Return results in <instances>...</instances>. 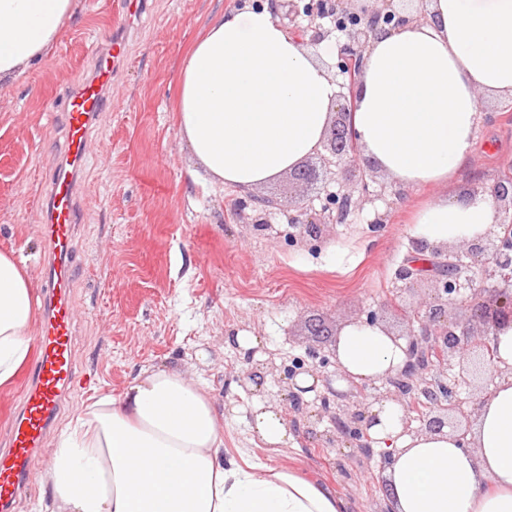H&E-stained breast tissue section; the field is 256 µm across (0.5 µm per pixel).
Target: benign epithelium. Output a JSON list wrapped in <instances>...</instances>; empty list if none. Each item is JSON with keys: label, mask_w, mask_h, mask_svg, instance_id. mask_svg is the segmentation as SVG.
<instances>
[{"label": "benign epithelium", "mask_w": 512, "mask_h": 512, "mask_svg": "<svg viewBox=\"0 0 512 512\" xmlns=\"http://www.w3.org/2000/svg\"><path fill=\"white\" fill-rule=\"evenodd\" d=\"M303 12L309 23L294 26L302 42L317 44L333 31L344 33L349 39L337 63L339 72L347 78V83L343 84L346 91L337 94V119L322 141L326 151L321 156L323 166L346 164L363 173L370 162L360 155L351 123V113L355 108L354 90L361 73L363 53L380 24L395 27L409 21V18L376 7L357 13L344 6L343 0H309ZM325 18L330 19L329 29L319 23ZM488 191L496 206L506 202L512 210V174L498 179ZM316 199L320 201L318 210L306 202L301 204V210L309 213V218L300 225V229L312 239L318 238L322 220L342 224L353 211L360 209L363 202L362 198L355 197L354 191L338 181L333 187L324 184L322 194ZM498 227L500 231L463 245L464 251L460 253H434L436 258H445L435 284L439 292L437 301L433 305L416 302L406 311L409 325L406 364L398 373L384 379L386 390L376 396L378 400L389 397L396 400L402 407L406 425L412 412V399L421 393L429 398L428 410L418 417L422 429L440 432L448 426V418L460 411L456 387L467 382L472 364L476 363V350L488 348L493 330L512 318L511 311L497 305V300L512 290V222L502 219ZM465 257L481 259L479 278L462 280L461 263ZM450 307L461 308L468 315L450 317ZM424 348L436 352V356L422 357ZM476 364L483 373L498 371L496 362L484 354ZM431 371L447 377L448 383H441L435 389L430 387L427 374ZM296 376L295 367L286 373L289 400L293 407L298 408L304 404L302 394L313 391L314 387H296ZM333 419L337 433L355 437L363 434L359 424L366 420L364 411L359 409L348 419L336 413Z\"/></svg>", "instance_id": "7a95c632"}]
</instances>
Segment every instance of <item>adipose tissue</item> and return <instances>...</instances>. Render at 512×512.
<instances>
[{
    "label": "adipose tissue",
    "mask_w": 512,
    "mask_h": 512,
    "mask_svg": "<svg viewBox=\"0 0 512 512\" xmlns=\"http://www.w3.org/2000/svg\"><path fill=\"white\" fill-rule=\"evenodd\" d=\"M72 0H0V78L41 58ZM427 20L385 28L364 53L353 128L364 158L401 185L442 196L413 214L427 251L474 242L500 221L491 197L450 185L471 157L483 96L512 98V0H429ZM330 45L309 49L270 6L216 15L176 78L177 122L213 180L250 189L316 153L338 88ZM40 299L14 251H0V387L32 350ZM500 374L466 436L410 432L393 399L368 409V432L390 455L393 512H512V322L492 336ZM405 345L379 322L339 332L336 365L373 383L406 362ZM264 445L293 436L281 415L255 405ZM49 490L58 512H343L336 488L299 469L224 459V427L206 387L182 371H140L121 397L85 404L53 440Z\"/></svg>",
    "instance_id": "adipose-tissue-1"
}]
</instances>
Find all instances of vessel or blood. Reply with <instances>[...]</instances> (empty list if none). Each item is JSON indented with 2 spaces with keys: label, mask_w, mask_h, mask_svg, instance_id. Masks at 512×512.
I'll return each instance as SVG.
<instances>
[{
  "label": "vessel or blood",
  "mask_w": 512,
  "mask_h": 512,
  "mask_svg": "<svg viewBox=\"0 0 512 512\" xmlns=\"http://www.w3.org/2000/svg\"><path fill=\"white\" fill-rule=\"evenodd\" d=\"M127 57L124 39L107 42L93 75L69 92L64 109L67 147L58 158L41 203L44 262V326L32 384L15 419L9 450L0 454V512H14L43 462L39 448L67 398L77 390L73 288L78 269L73 239L80 215L79 189L91 160V132L112 110V75Z\"/></svg>",
  "instance_id": "1"
}]
</instances>
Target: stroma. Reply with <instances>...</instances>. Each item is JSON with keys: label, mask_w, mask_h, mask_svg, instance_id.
<instances>
[{"label": "stroma", "mask_w": 512, "mask_h": 512, "mask_svg": "<svg viewBox=\"0 0 512 512\" xmlns=\"http://www.w3.org/2000/svg\"><path fill=\"white\" fill-rule=\"evenodd\" d=\"M263 2L146 0L130 20L119 0H73L48 52L0 79V249H14L38 279V204L65 147L62 101L92 72L100 46L123 37L127 63L112 76L114 110L95 131L100 148L86 172L75 237V359L88 383L59 425L94 397L120 396L141 369L170 366L208 388L224 416L227 458L298 468L335 486L345 512H388L381 455L366 456L356 440L336 436L313 394L294 409L279 370L307 360L313 347L332 355L333 344L312 335L314 319L337 332L374 312L390 332L406 333L408 303L435 298L427 280L405 291L398 271L411 255L412 212L436 191L368 170L356 190L362 209L348 223L322 225L320 239L311 240L292 233V221L304 219L299 203L314 195L293 173L249 191L212 181L180 135L176 75L216 14ZM480 112L458 194L492 186L512 170V101L482 100ZM252 195L278 206L240 208ZM337 246L350 264L327 262ZM236 330L260 336V346L241 354L225 341ZM250 365L266 367L261 386L240 385ZM259 402L286 420L290 446L270 448L253 437Z\"/></svg>", "instance_id": "obj_1"}]
</instances>
